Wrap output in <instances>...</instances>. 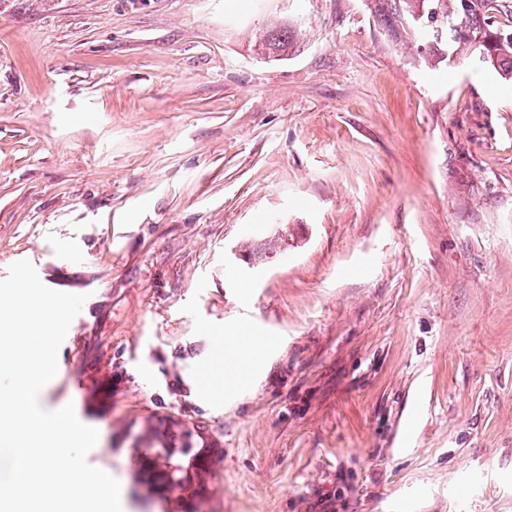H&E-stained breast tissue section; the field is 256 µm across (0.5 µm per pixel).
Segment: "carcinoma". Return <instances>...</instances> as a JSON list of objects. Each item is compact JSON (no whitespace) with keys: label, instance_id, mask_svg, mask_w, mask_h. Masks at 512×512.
<instances>
[{"label":"carcinoma","instance_id":"obj_1","mask_svg":"<svg viewBox=\"0 0 512 512\" xmlns=\"http://www.w3.org/2000/svg\"><path fill=\"white\" fill-rule=\"evenodd\" d=\"M380 26L397 37H404L414 48L412 58L434 69L442 62L448 67L462 63L474 70L491 69L504 79H512V25L491 21L490 12L499 0H366ZM420 19H414L415 15ZM294 31L276 25L262 32L256 42L273 56H283L292 47ZM156 427L147 428L138 449L145 468L156 475L164 488L160 496L175 494L183 512H203L208 498L199 496L196 474L183 472L180 458L192 447L154 448Z\"/></svg>","mask_w":512,"mask_h":512}]
</instances>
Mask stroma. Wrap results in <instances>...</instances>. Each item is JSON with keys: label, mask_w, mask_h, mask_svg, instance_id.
Masks as SVG:
<instances>
[{"label": "stroma", "mask_w": 512, "mask_h": 512, "mask_svg": "<svg viewBox=\"0 0 512 512\" xmlns=\"http://www.w3.org/2000/svg\"><path fill=\"white\" fill-rule=\"evenodd\" d=\"M411 53L364 0H0V279L86 295L39 404L123 512L162 419L210 512H512V80ZM294 31L285 25H276L262 32L256 39L260 48L268 51L269 55L283 56L292 47L294 42ZM265 347V342L257 336H244L236 346V356L239 361L247 362L251 366L256 364V359Z\"/></svg>", "instance_id": "1"}]
</instances>
